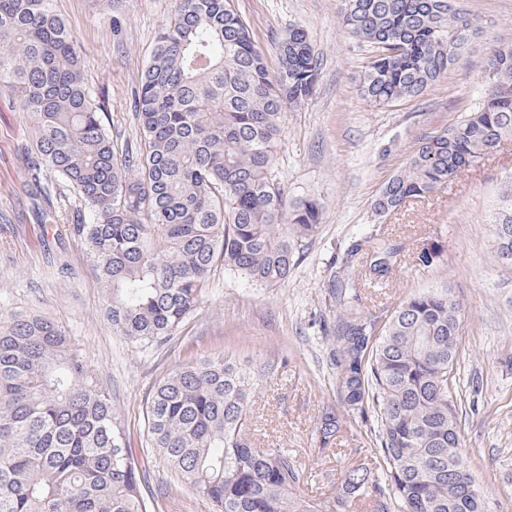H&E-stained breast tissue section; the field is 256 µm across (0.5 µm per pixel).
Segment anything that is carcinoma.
Here are the masks:
<instances>
[{
	"mask_svg": "<svg viewBox=\"0 0 512 512\" xmlns=\"http://www.w3.org/2000/svg\"><path fill=\"white\" fill-rule=\"evenodd\" d=\"M342 26L374 56L359 84L377 106L417 98L447 74L471 39L452 0H341ZM270 70L234 0H176L142 74L135 108L142 151L119 161L83 74L82 51L55 0H0V94L34 124L22 152L34 196L52 209L43 171L83 207L70 238L105 290L112 329L139 348L177 334L213 269L259 285L288 281L320 228V207L288 208L276 173L285 110L313 95L319 64L305 31L288 27ZM486 89L458 124L421 139L381 188L380 218L423 199L512 138V39L480 65ZM498 260L512 266V180L489 217ZM352 241L365 276L389 277L400 247ZM339 308L323 328L336 398L376 424L374 462L345 471L336 495L300 493L288 452L250 437L251 390L275 372L222 355L180 364L146 404L147 443L215 512H487L459 448L455 385L462 306L449 286L411 294L387 319L360 307L357 282L334 280ZM343 419L324 409L318 449L337 444ZM136 461L99 375L57 325L37 315L0 322V512H149Z\"/></svg>",
	"mask_w": 512,
	"mask_h": 512,
	"instance_id": "obj_1",
	"label": "carcinoma"
}]
</instances>
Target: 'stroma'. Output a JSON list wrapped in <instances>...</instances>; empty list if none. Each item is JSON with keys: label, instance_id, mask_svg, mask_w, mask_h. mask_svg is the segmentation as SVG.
Instances as JSON below:
<instances>
[{"label": "stroma", "instance_id": "1", "mask_svg": "<svg viewBox=\"0 0 512 512\" xmlns=\"http://www.w3.org/2000/svg\"><path fill=\"white\" fill-rule=\"evenodd\" d=\"M174 6L175 0H120L110 8L101 0H55L82 49L88 85L105 105L117 152L140 145L135 92ZM455 6L476 29L456 64L420 97L375 107L359 93L370 55L342 26L340 0H235L269 67L277 66L276 43L291 25L306 31L320 61L313 97L284 116L276 167L289 204L321 203V225L286 283L257 286L215 269L196 311L156 350L131 345L106 319L104 290L85 251L65 235L81 209L72 188L53 178L52 211H36L19 156L31 124L0 95V317L38 313L65 330L97 370L135 446L150 391L179 364L214 354L247 366L278 362V373L252 389L254 438L302 463V493L331 497L345 470L372 462L375 448L365 424L351 419L336 448L318 450L319 418L337 404L322 332L336 318L327 285L338 273L363 277V267L342 264L351 240L375 232L395 238L404 245L402 261L386 283L361 286L362 305L385 316L411 293L443 283L460 298V448L489 512H512V268L499 263L487 222L512 177V139L444 189L385 219L372 208L419 139L455 125L482 96L483 57L496 40L512 37V0H455ZM434 243L442 253L420 264L418 252ZM146 468L153 512H213L206 497L178 486L157 457Z\"/></svg>", "mask_w": 512, "mask_h": 512}]
</instances>
